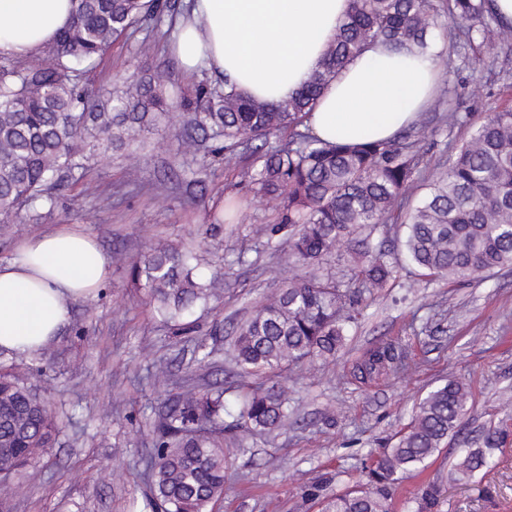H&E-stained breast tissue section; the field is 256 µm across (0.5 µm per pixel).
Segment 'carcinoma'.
<instances>
[{"instance_id":"1","label":"carcinoma","mask_w":512,"mask_h":512,"mask_svg":"<svg viewBox=\"0 0 512 512\" xmlns=\"http://www.w3.org/2000/svg\"><path fill=\"white\" fill-rule=\"evenodd\" d=\"M492 0H350L344 21L322 64L295 95L279 103L246 96L218 83H200L179 103L169 102L164 71L125 81L112 111H97L93 95L78 83L111 45L132 28H150L174 0H79L68 28L41 50L24 57L0 56V224L41 219L64 176L94 154H106L131 139L144 123L182 109L183 122L214 137L224 149L262 141L258 165L248 175L254 197L276 214L272 234L289 229L288 249L303 266L320 263L360 230L403 224L405 249L429 274L450 281L472 280L512 266V107L490 114L461 145H448L449 166L427 185L417 203L408 190L419 178L417 139L409 129L386 141L328 143L310 133L306 119L324 89L363 46L375 40L425 55L431 35L444 28L479 60L512 43ZM289 132L275 145L272 135ZM357 287H385L392 266L370 250ZM195 253L172 245L151 246L129 266L134 288L156 310L174 319L207 301L222 276H193ZM353 301L330 277L291 278L239 329L233 358L244 372L274 373L308 359L336 353L352 319ZM388 346L371 351L358 366L361 378L394 367ZM222 387L178 393L154 424L156 444L147 464L151 512H213L224 497V450L236 447L237 432L270 433L288 422V394L278 382L245 395L237 414L225 410ZM469 392L449 381L418 405L397 443L383 449L367 471L365 487L327 496L323 512H389L393 487L425 465L455 433L467 411ZM59 419L49 402L28 385L21 365L0 369V492L9 480L55 442ZM502 436L489 432L483 447L467 453L454 480L467 481L489 463Z\"/></svg>"}]
</instances>
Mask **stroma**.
<instances>
[{"label":"stroma","instance_id":"stroma-1","mask_svg":"<svg viewBox=\"0 0 512 512\" xmlns=\"http://www.w3.org/2000/svg\"><path fill=\"white\" fill-rule=\"evenodd\" d=\"M173 19L166 13L154 30L129 33L82 75L100 104H107L117 76L136 80L149 68L170 73L174 96L209 80L205 71L184 72L172 50ZM436 64L432 101L413 126L419 167L428 175L447 158L449 144L463 143L490 112L512 105V44L486 65L457 44L437 55ZM452 107L463 124L446 122ZM189 135L183 125L157 119L152 131L140 133L137 149L90 157L39 222L0 224V260L25 236L65 224L96 235L112 257L101 293L78 303L63 335L25 361L28 384L63 424L53 447L33 461L32 478L11 499V512H141L144 462L155 443L151 425L164 413L166 397L220 381L235 413L257 381L238 373L232 360L238 328L285 280L307 269L293 261L284 239L263 231L275 216L249 190L251 152H227L219 137L188 153ZM104 194L111 206L100 204ZM373 240L392 265V278L374 293L357 292L359 257L351 244L325 261L321 274L357 297L358 314L333 357L276 373L293 408L288 425L240 435L242 451L226 463L216 512H320L305 490L318 483L341 494L364 484L372 458L396 442L421 399L448 381L470 392L460 431L394 486L392 512H419L430 487L439 491L430 512H512V266L482 280L451 282L410 261L403 225L381 227ZM157 242L198 251L197 277L223 276L218 294L175 324L155 316L128 276L130 259ZM201 338L213 351L205 365L195 351ZM382 346L393 348L398 369L367 382L355 377V365ZM159 366L169 375L163 391L149 379ZM489 431L503 443L488 466L469 481H452L455 463Z\"/></svg>","mask_w":512,"mask_h":512}]
</instances>
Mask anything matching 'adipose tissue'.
I'll return each mask as SVG.
<instances>
[{
	"instance_id": "ef3b65f1",
	"label": "adipose tissue",
	"mask_w": 512,
	"mask_h": 512,
	"mask_svg": "<svg viewBox=\"0 0 512 512\" xmlns=\"http://www.w3.org/2000/svg\"><path fill=\"white\" fill-rule=\"evenodd\" d=\"M175 51L185 71L204 68L237 90L277 102L320 64L349 0H187ZM78 0H0V54L26 56L51 43ZM436 44L422 56L377 41L334 78L307 119L324 141L391 138L414 122L437 80ZM112 258L89 232L62 227L28 235L0 261V352L37 355L71 322L74 305L96 295Z\"/></svg>"
}]
</instances>
